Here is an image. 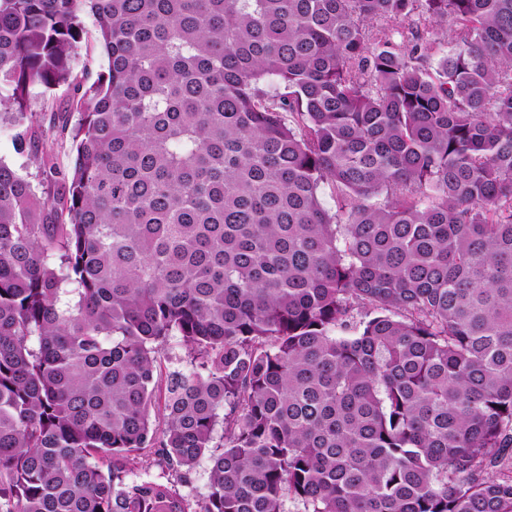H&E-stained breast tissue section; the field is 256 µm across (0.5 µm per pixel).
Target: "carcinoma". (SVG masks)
<instances>
[{
    "label": "carcinoma",
    "instance_id": "obj_1",
    "mask_svg": "<svg viewBox=\"0 0 512 512\" xmlns=\"http://www.w3.org/2000/svg\"><path fill=\"white\" fill-rule=\"evenodd\" d=\"M61 84L69 173L0 160V512H512V0H0V109ZM78 52L75 72L81 76V73L87 71L90 81H93L97 73L106 67V60L99 48L97 31L91 21L87 23L85 38Z\"/></svg>",
    "mask_w": 512,
    "mask_h": 512
}]
</instances>
